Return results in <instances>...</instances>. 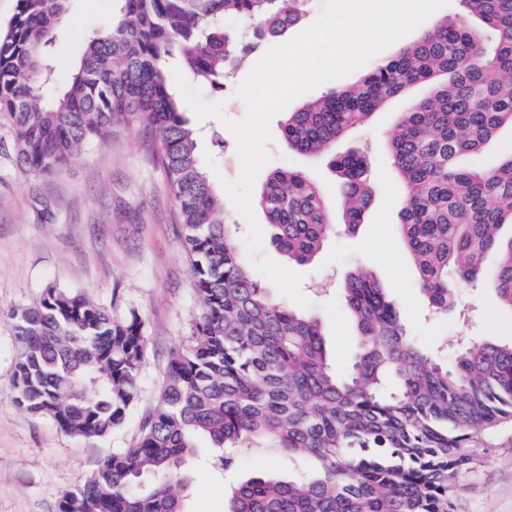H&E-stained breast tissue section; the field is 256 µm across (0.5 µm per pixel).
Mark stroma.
I'll list each match as a JSON object with an SVG mask.
<instances>
[{"label":"stroma","instance_id":"35a3bbf8","mask_svg":"<svg viewBox=\"0 0 512 512\" xmlns=\"http://www.w3.org/2000/svg\"><path fill=\"white\" fill-rule=\"evenodd\" d=\"M67 8V23L51 51L60 86L82 55L87 35L107 30L120 3L68 0ZM258 60V55L249 56L224 89L203 87L205 99L222 103V118L201 121L193 111L185 113L198 133L199 151L209 153L215 164L207 173L214 187L241 173L237 142L226 123L245 118L247 106L236 90ZM429 91V84L421 83L392 97L369 124L337 144V151L367 154L376 196L355 234L337 232L314 261L295 267L303 276L301 291L312 303L311 313L324 324L329 352L342 364L355 348L343 288L347 276L361 265L372 268L425 347L448 353L484 336L512 342V314L499 309L486 283L457 289L448 314H428L418 275L399 236L405 189L387 160L386 138L401 113ZM281 123L278 116L270 123V160L257 183L281 167L302 169L325 193L333 218H340L343 198L326 160L290 151ZM149 137L140 124L117 128L111 139L55 174L35 176L18 163L13 130L0 121V512H60L63 498L80 488L104 457L114 449L133 447L144 415L158 401L171 354L189 334L196 312L190 263L176 206ZM51 285L86 295L118 317L136 312L146 325L140 398L123 425L106 436L71 437L15 402L13 313L36 302ZM210 455V449H200L186 466L187 512L227 508L235 479L211 469ZM294 468L287 453L264 440L255 441L241 462L242 471L283 477ZM461 483L460 512H512V425L490 438L480 464L465 473Z\"/></svg>","mask_w":512,"mask_h":512}]
</instances>
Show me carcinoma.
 I'll list each match as a JSON object with an SVG mask.
<instances>
[{"mask_svg":"<svg viewBox=\"0 0 512 512\" xmlns=\"http://www.w3.org/2000/svg\"><path fill=\"white\" fill-rule=\"evenodd\" d=\"M66 2L16 0L0 30V114L11 121L17 158L48 175L117 125L152 127L197 314L136 445L106 456L61 512H186L184 469L199 438L224 472L238 469L255 439L309 465L287 479L239 478L228 512H457L460 477L479 462L475 443L512 422V344L474 339L448 359L424 349L373 272L359 267L344 288L358 352L340 370L321 320L272 299L229 234L162 68L175 57L222 89L237 60L299 22L305 0H124L110 29L87 37L68 86L49 98L48 51ZM455 2L459 11L363 77L285 113L282 134L288 149L328 159L344 197L341 223L354 232L374 189L366 158L336 153V142L388 98L431 84L388 136V160L406 190L399 228L420 290L430 310L444 313L455 289L492 266L491 288L512 311V236H501L512 224V150L492 168L476 161L501 126H512V0ZM463 157L473 163L460 165ZM256 203L273 245L299 264L335 230L321 190L298 169L270 174ZM15 332L18 406L79 438L124 422L139 397L146 345L135 312L117 318L50 286L15 314Z\"/></svg>","mask_w":512,"mask_h":512,"instance_id":"carcinoma-1","label":"carcinoma"}]
</instances>
